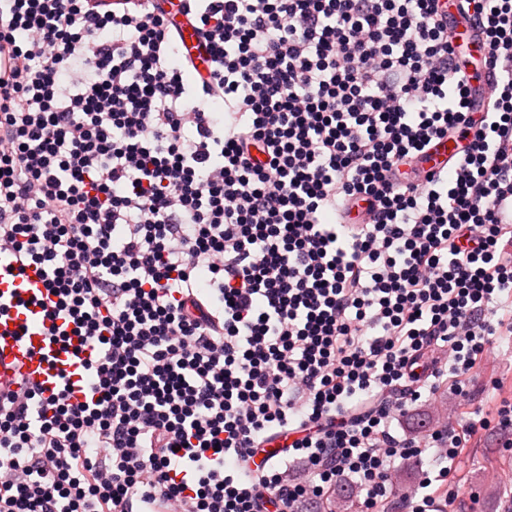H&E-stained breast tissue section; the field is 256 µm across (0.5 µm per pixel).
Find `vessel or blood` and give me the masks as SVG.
Instances as JSON below:
<instances>
[{
	"label": "vessel or blood",
	"instance_id": "b4317fda",
	"mask_svg": "<svg viewBox=\"0 0 512 512\" xmlns=\"http://www.w3.org/2000/svg\"><path fill=\"white\" fill-rule=\"evenodd\" d=\"M452 37L472 38L474 52L480 67L477 79L471 80V96L486 100L489 94L491 69L488 65L490 50L476 38L468 23L452 27ZM177 39L182 60L189 62L195 70H202L207 52L190 21H181ZM454 152V144L448 140L435 141L427 150L422 165L425 169L437 170L445 166ZM48 292L44 281L35 269H27L19 277L0 276V301L5 310L0 311V392L15 389L16 379L22 378L37 386L43 397H51L59 390L60 370L83 375L79 360L59 354L51 336L47 334L49 322L41 305ZM37 297V304L26 307L14 306L15 297Z\"/></svg>",
	"mask_w": 512,
	"mask_h": 512
}]
</instances>
